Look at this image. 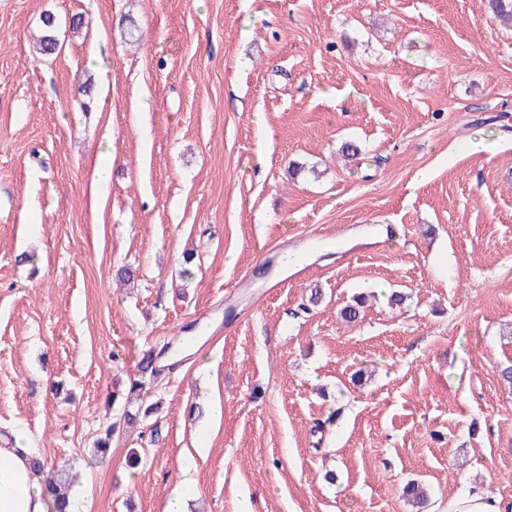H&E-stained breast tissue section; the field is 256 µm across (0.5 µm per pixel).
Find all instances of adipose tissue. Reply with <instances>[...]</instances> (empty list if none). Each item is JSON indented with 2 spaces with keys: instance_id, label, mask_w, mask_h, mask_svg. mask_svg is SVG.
I'll return each mask as SVG.
<instances>
[{
  "instance_id": "adipose-tissue-1",
  "label": "adipose tissue",
  "mask_w": 512,
  "mask_h": 512,
  "mask_svg": "<svg viewBox=\"0 0 512 512\" xmlns=\"http://www.w3.org/2000/svg\"><path fill=\"white\" fill-rule=\"evenodd\" d=\"M24 445L0 448V512H55L53 499L42 491V480L30 465Z\"/></svg>"
}]
</instances>
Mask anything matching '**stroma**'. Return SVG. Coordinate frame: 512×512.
<instances>
[{
  "label": "stroma",
  "mask_w": 512,
  "mask_h": 512,
  "mask_svg": "<svg viewBox=\"0 0 512 512\" xmlns=\"http://www.w3.org/2000/svg\"><path fill=\"white\" fill-rule=\"evenodd\" d=\"M321 224L339 251L221 328L225 285ZM190 323L219 333L151 384L158 443L124 426L96 457L113 392ZM509 367L488 0H0V437L71 466L76 512H163L184 481L189 512H411L412 479L426 512L512 501ZM512 502L488 496L483 490L467 489L448 499L443 512H511Z\"/></svg>",
  "instance_id": "obj_1"
}]
</instances>
